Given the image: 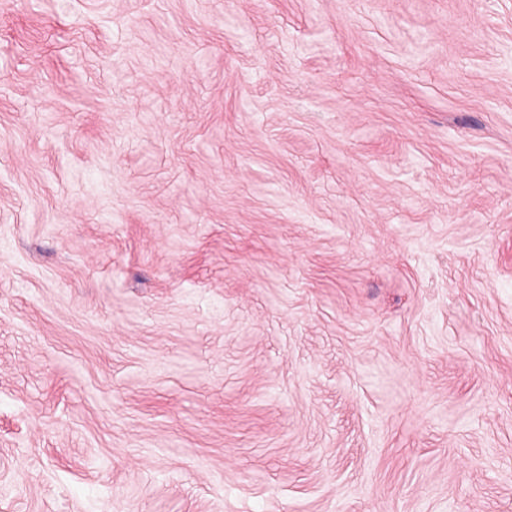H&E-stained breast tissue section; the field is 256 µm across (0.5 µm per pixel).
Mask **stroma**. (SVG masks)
<instances>
[{"label": "stroma", "mask_w": 512, "mask_h": 512, "mask_svg": "<svg viewBox=\"0 0 512 512\" xmlns=\"http://www.w3.org/2000/svg\"><path fill=\"white\" fill-rule=\"evenodd\" d=\"M0 512H512V0H0Z\"/></svg>", "instance_id": "35a3bbf8"}]
</instances>
